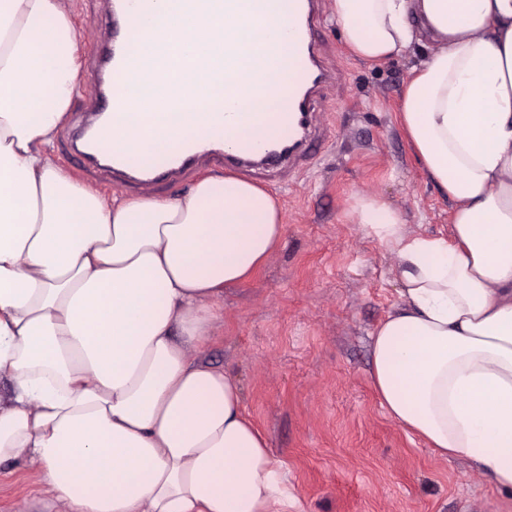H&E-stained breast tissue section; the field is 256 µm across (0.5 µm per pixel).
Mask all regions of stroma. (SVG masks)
Here are the masks:
<instances>
[{
  "label": "stroma",
  "mask_w": 512,
  "mask_h": 512,
  "mask_svg": "<svg viewBox=\"0 0 512 512\" xmlns=\"http://www.w3.org/2000/svg\"><path fill=\"white\" fill-rule=\"evenodd\" d=\"M318 40L332 79L316 114L327 137L300 170L262 179L284 210L264 268L224 293L200 354L238 382L307 512H512V496L436 456L388 418L369 378V336L399 300L396 259L356 224V193L397 209L408 233L447 235L450 204L396 119L409 65L354 59L321 0ZM21 460L0 464V512H43Z\"/></svg>",
  "instance_id": "35a3bbf8"
}]
</instances>
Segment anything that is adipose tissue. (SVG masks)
<instances>
[{
	"label": "adipose tissue",
	"instance_id": "1",
	"mask_svg": "<svg viewBox=\"0 0 512 512\" xmlns=\"http://www.w3.org/2000/svg\"><path fill=\"white\" fill-rule=\"evenodd\" d=\"M358 60L410 56L399 124L451 202L409 234L368 194L357 223L397 257L371 335L394 422L512 494V0H332ZM64 0H0V463L64 512H305L229 373L195 357L225 287L284 231L232 174L176 198H105L51 159L78 86Z\"/></svg>",
	"mask_w": 512,
	"mask_h": 512
}]
</instances>
